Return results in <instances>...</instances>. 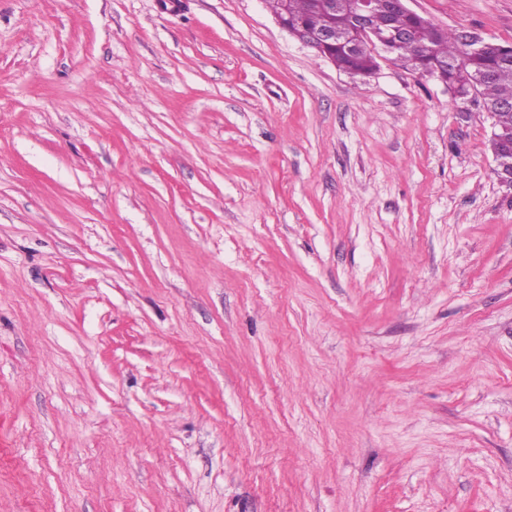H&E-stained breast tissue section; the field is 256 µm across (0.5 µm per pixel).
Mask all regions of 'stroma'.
Here are the masks:
<instances>
[{
	"instance_id": "stroma-1",
	"label": "stroma",
	"mask_w": 512,
	"mask_h": 512,
	"mask_svg": "<svg viewBox=\"0 0 512 512\" xmlns=\"http://www.w3.org/2000/svg\"><path fill=\"white\" fill-rule=\"evenodd\" d=\"M491 132L265 0H0V512H512Z\"/></svg>"
}]
</instances>
